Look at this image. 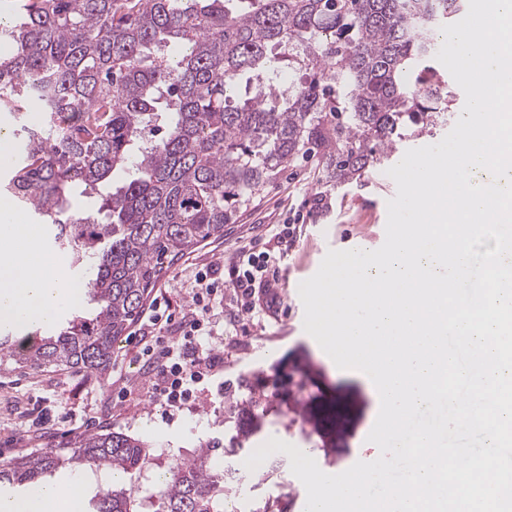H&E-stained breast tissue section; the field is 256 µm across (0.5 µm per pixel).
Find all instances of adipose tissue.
<instances>
[{
    "label": "adipose tissue",
    "instance_id": "obj_1",
    "mask_svg": "<svg viewBox=\"0 0 512 512\" xmlns=\"http://www.w3.org/2000/svg\"><path fill=\"white\" fill-rule=\"evenodd\" d=\"M84 299V286L49 254L37 225L0 198V323L22 331L60 309L80 307ZM86 492L81 476L54 486L35 484L22 494L0 497V512H83Z\"/></svg>",
    "mask_w": 512,
    "mask_h": 512
}]
</instances>
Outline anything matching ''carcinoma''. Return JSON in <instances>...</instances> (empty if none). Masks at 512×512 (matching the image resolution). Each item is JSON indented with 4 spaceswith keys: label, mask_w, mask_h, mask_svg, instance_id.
<instances>
[{
    "label": "carcinoma",
    "mask_w": 512,
    "mask_h": 512,
    "mask_svg": "<svg viewBox=\"0 0 512 512\" xmlns=\"http://www.w3.org/2000/svg\"><path fill=\"white\" fill-rule=\"evenodd\" d=\"M469 0H23L0 20V112L20 155L0 191L86 270L94 309L51 336L0 332L3 371L105 373L165 265L224 234L263 184L302 157L342 185L452 111L457 83L437 30ZM288 63L303 72L278 98ZM157 131L154 140L145 130ZM118 172L130 178L101 187ZM101 197L84 210L78 198ZM230 406L225 447L262 427ZM150 442L100 429L74 448L0 460V482L61 469L133 474ZM196 449L153 494L164 512H224L229 469ZM136 491H98L87 512H136Z\"/></svg>",
    "instance_id": "cac0c4a2"
}]
</instances>
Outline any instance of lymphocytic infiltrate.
<instances>
[{
    "mask_svg": "<svg viewBox=\"0 0 512 512\" xmlns=\"http://www.w3.org/2000/svg\"><path fill=\"white\" fill-rule=\"evenodd\" d=\"M294 235L293 225L274 227L272 246L263 251L240 249L228 269L202 263L194 275L195 286L182 316L168 303H155L139 329L143 366L156 393L171 411L194 404L207 385L224 369V355L217 345V309L224 304L225 288H232L237 310L231 322L254 314H270L279 303L274 286L278 281V257ZM177 335H165L171 324Z\"/></svg>",
    "mask_w": 512,
    "mask_h": 512,
    "instance_id": "obj_1",
    "label": "lymphocytic infiltrate"
}]
</instances>
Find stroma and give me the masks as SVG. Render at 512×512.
<instances>
[{
	"label": "stroma",
	"mask_w": 512,
	"mask_h": 512,
	"mask_svg": "<svg viewBox=\"0 0 512 512\" xmlns=\"http://www.w3.org/2000/svg\"><path fill=\"white\" fill-rule=\"evenodd\" d=\"M315 161L300 162L264 184L250 204L239 210L224 234L168 265L153 293L166 298L172 310L183 306L194 283V267L213 261L229 264L239 248H263L271 224H292L296 231L281 261L278 289L281 305L271 317L247 322L246 334L225 327L224 394H201L199 403L178 417L168 418L165 407L142 373L139 345L119 340L111 368L101 376L67 372H0V458L73 446L82 436L80 425L103 426L146 438L151 457L131 483L143 495L144 512H162L160 499L148 498L153 481L173 458L192 454L200 444L223 441L228 409L259 398L266 415L254 445L276 437L306 449L319 468L341 473L356 462H371L380 455L369 442L380 408L379 393L363 373L339 369L303 328L304 307L296 296L303 280L318 270L328 250L356 245L375 250L386 238L387 203L397 187L386 166L369 170L360 179L339 187L324 184ZM123 383L126 401L113 400L116 383ZM354 395L356 431L334 448L324 447L312 419L325 399ZM244 454L227 452L228 466H240L228 492L237 501L242 489L253 491L249 512H261L269 495L283 498L291 512H305L307 494L293 473L272 474L267 465L243 469Z\"/></svg>",
	"instance_id": "35a3bbf8"
}]
</instances>
